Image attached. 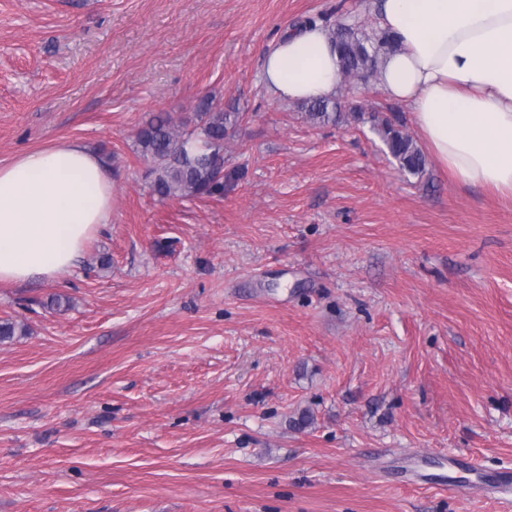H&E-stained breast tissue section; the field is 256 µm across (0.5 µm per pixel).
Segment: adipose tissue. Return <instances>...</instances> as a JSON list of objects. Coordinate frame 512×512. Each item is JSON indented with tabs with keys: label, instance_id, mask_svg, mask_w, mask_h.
<instances>
[{
	"label": "adipose tissue",
	"instance_id": "obj_1",
	"mask_svg": "<svg viewBox=\"0 0 512 512\" xmlns=\"http://www.w3.org/2000/svg\"><path fill=\"white\" fill-rule=\"evenodd\" d=\"M380 26L397 51L380 87L408 104L432 152L462 183L512 192V0H382ZM263 81L291 102L332 95L339 58L327 32H285ZM112 218V177L77 142L0 165V281L51 279Z\"/></svg>",
	"mask_w": 512,
	"mask_h": 512
}]
</instances>
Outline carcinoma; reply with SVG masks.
Instances as JSON below:
<instances>
[{"instance_id":"obj_1","label":"carcinoma","mask_w":512,"mask_h":512,"mask_svg":"<svg viewBox=\"0 0 512 512\" xmlns=\"http://www.w3.org/2000/svg\"><path fill=\"white\" fill-rule=\"evenodd\" d=\"M339 54L344 76L369 77L380 54L398 48L387 32L366 35L339 23L330 31ZM307 120L315 125L336 123L343 119L340 106L331 98L302 104ZM244 113L226 112L214 98L201 100L187 119L175 121L168 112L149 116L137 135L141 155L153 162V189L161 197L212 196L224 190L219 169L224 167V139L243 121ZM370 122L402 171L421 174L426 166L422 150L404 131L399 114L374 112Z\"/></svg>"}]
</instances>
